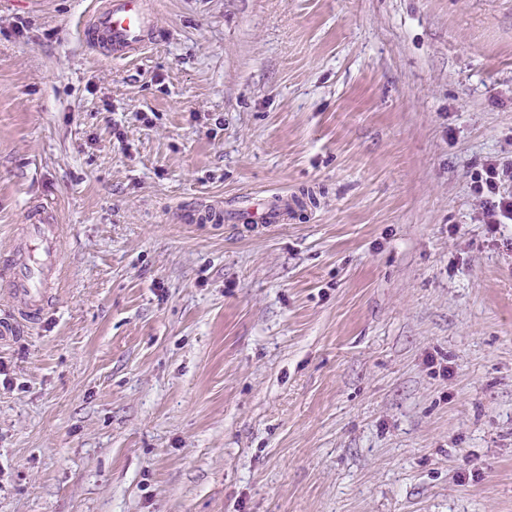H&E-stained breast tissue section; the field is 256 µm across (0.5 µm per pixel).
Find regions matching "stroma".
<instances>
[{
	"mask_svg": "<svg viewBox=\"0 0 512 512\" xmlns=\"http://www.w3.org/2000/svg\"><path fill=\"white\" fill-rule=\"evenodd\" d=\"M100 3L0 0V259L66 234L0 512H512V0H149L132 60ZM153 32L146 0H104L83 28L85 41L114 59L143 52L151 43ZM485 177L474 181V192L485 200L484 223L501 224V218L512 220V194L504 185L512 182V164L490 162L484 168ZM241 211L243 225L272 227L284 221L283 213L274 210L272 205L263 199L248 200Z\"/></svg>",
	"mask_w": 512,
	"mask_h": 512,
	"instance_id": "obj_1",
	"label": "stroma"
}]
</instances>
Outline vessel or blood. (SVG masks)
<instances>
[{"mask_svg":"<svg viewBox=\"0 0 512 512\" xmlns=\"http://www.w3.org/2000/svg\"><path fill=\"white\" fill-rule=\"evenodd\" d=\"M154 32L147 0H103L83 28L85 41L102 48L115 59L143 52ZM244 224L270 227L283 221L282 213L263 199L247 201L242 209ZM63 227L32 214L21 225L12 255L0 262V282L16 303L17 316L0 322V339L39 319L48 306V290L56 276L63 250Z\"/></svg>","mask_w":512,"mask_h":512,"instance_id":"obj_1","label":"vessel or blood"}]
</instances>
